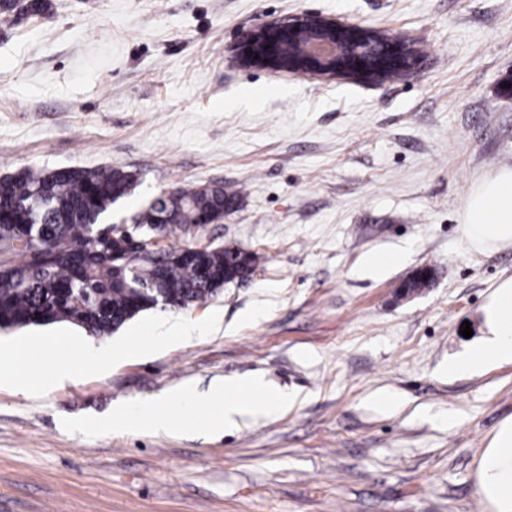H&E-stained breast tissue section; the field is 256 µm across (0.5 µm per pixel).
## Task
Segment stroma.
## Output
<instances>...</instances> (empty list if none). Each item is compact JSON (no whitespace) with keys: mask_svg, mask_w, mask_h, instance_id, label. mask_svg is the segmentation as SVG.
I'll list each match as a JSON object with an SVG mask.
<instances>
[{"mask_svg":"<svg viewBox=\"0 0 512 512\" xmlns=\"http://www.w3.org/2000/svg\"><path fill=\"white\" fill-rule=\"evenodd\" d=\"M51 3L0 24V177L127 167L117 224L164 190L232 187L208 237L258 259L207 303L109 337L0 328L47 382L0 386V512H490L475 475L512 419V362H448L486 340L483 308L512 281V240L476 244L462 222L473 185L512 170V0ZM305 12L404 35L423 61L381 82L231 65L243 31ZM391 252L399 264L369 269ZM422 266L430 287L402 297ZM162 317L191 338L159 343ZM256 377L291 408L210 434L209 405L181 406L184 387ZM148 401L172 430L113 427L117 405Z\"/></svg>","mask_w":512,"mask_h":512,"instance_id":"1","label":"stroma"}]
</instances>
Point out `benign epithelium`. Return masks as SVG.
<instances>
[{"label": "benign epithelium", "instance_id": "obj_1", "mask_svg": "<svg viewBox=\"0 0 512 512\" xmlns=\"http://www.w3.org/2000/svg\"><path fill=\"white\" fill-rule=\"evenodd\" d=\"M368 32L377 41L363 39L359 25H344L319 14L272 20L241 36L232 64L272 74L302 73L329 79L347 74L371 80L373 76L360 62L362 55L380 50L389 54L399 74L411 71L421 61L415 42L373 28ZM431 276L429 268L418 269L403 295L412 297L428 287Z\"/></svg>", "mask_w": 512, "mask_h": 512}]
</instances>
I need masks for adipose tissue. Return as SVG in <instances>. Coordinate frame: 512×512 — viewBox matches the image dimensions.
I'll return each mask as SVG.
<instances>
[{
  "instance_id": "ef3b65f1",
  "label": "adipose tissue",
  "mask_w": 512,
  "mask_h": 512,
  "mask_svg": "<svg viewBox=\"0 0 512 512\" xmlns=\"http://www.w3.org/2000/svg\"><path fill=\"white\" fill-rule=\"evenodd\" d=\"M463 221L472 229L476 242L512 239V171H501L481 180L467 200ZM490 337L465 356L450 360L449 375H459L495 361L512 360V283L498 288L484 308ZM29 347L24 343L0 342V385L11 384L20 392L40 388L38 379L23 371ZM184 407L218 403L206 422L212 429L231 428L244 417L272 416L286 411V396L273 395L258 378L213 385L207 394L184 389ZM476 494L491 512H512V420L504 424L491 447L482 454L475 482Z\"/></svg>"
}]
</instances>
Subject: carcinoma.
Returning <instances> with one entry per match:
<instances>
[{
  "mask_svg": "<svg viewBox=\"0 0 512 512\" xmlns=\"http://www.w3.org/2000/svg\"><path fill=\"white\" fill-rule=\"evenodd\" d=\"M49 0H0V22L42 16ZM138 173L123 166L21 169L0 178V328L70 322L106 337L160 304L189 308L250 275L254 253L203 243L240 193L162 191L127 224L112 205ZM182 244H170L173 235Z\"/></svg>",
  "mask_w": 512,
  "mask_h": 512,
  "instance_id": "carcinoma-1",
  "label": "carcinoma"
}]
</instances>
